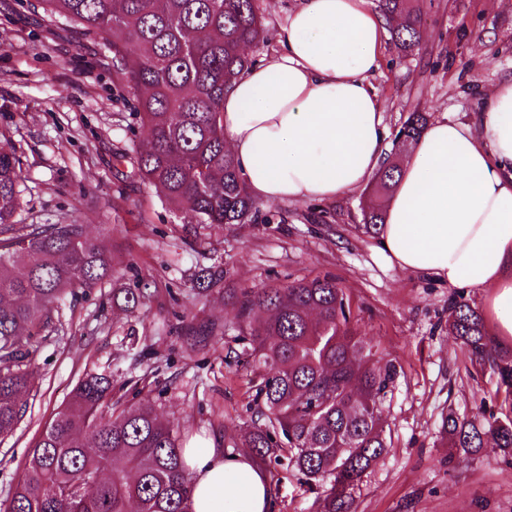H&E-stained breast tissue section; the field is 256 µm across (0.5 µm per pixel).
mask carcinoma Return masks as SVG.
Returning a JSON list of instances; mask_svg holds the SVG:
<instances>
[{
    "instance_id": "obj_1",
    "label": "carcinoma",
    "mask_w": 512,
    "mask_h": 512,
    "mask_svg": "<svg viewBox=\"0 0 512 512\" xmlns=\"http://www.w3.org/2000/svg\"><path fill=\"white\" fill-rule=\"evenodd\" d=\"M50 20L80 25L112 50L120 78L148 94L135 113L145 129L135 150L138 173L159 188L189 224H241L258 218L235 159L224 146V92L256 63L247 53L265 40L256 0H41ZM391 41L409 56L421 48L422 14L416 0H378ZM412 112L398 132L395 152L413 144L427 125ZM399 163L376 175L364 229L384 224ZM21 169L0 148V443L28 412L30 356L46 340L57 309L77 291L89 292L112 275V256L81 224H18ZM23 272L16 273L17 263ZM198 294L224 293V270L203 267ZM149 283L125 292L133 306L149 297ZM448 334L471 362L497 375L490 402L512 405V352L488 336L481 314L463 300L450 302ZM241 355L265 374L257 389L256 419L239 441L258 460H288L305 480L328 478L321 512H354L352 490L387 448L381 402L394 366L365 360V337L355 329L351 303L330 276L301 279L237 296ZM195 347L224 334V324L191 317ZM112 376L87 373L67 403L47 422L4 512H189L192 494L174 428L160 421L148 399L110 415ZM476 423L449 413L441 433L467 454L492 441L512 448V413L479 407Z\"/></svg>"
}]
</instances>
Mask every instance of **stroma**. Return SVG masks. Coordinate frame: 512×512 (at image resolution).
<instances>
[{
  "label": "stroma",
  "instance_id": "1",
  "mask_svg": "<svg viewBox=\"0 0 512 512\" xmlns=\"http://www.w3.org/2000/svg\"><path fill=\"white\" fill-rule=\"evenodd\" d=\"M421 50L384 41L371 78L390 135L416 110L473 124L484 94L512 76V0H431ZM140 90L119 80L112 53L74 24L48 21L38 0H0V148L21 163L20 224H81L112 252L113 274L67 300L32 358V406L0 444V504L23 473L46 422L78 378L110 372L112 396L150 397L180 446L228 448L250 422L264 367L236 357L233 331L194 349L183 316L235 319V295L303 277L332 276L349 297L372 361L396 375L381 404L383 455L353 490L355 512H512V452L485 444L460 458L440 434L442 414L470 419L494 390L448 333V304L484 308L487 289L458 290L398 269L362 230L367 191L333 202L261 205L258 220L203 228L183 223L136 175L142 127L128 118ZM224 269V294L202 298L193 273ZM151 296L126 306L125 289ZM274 512H318L317 489L283 465L267 468Z\"/></svg>",
  "mask_w": 512,
  "mask_h": 512
}]
</instances>
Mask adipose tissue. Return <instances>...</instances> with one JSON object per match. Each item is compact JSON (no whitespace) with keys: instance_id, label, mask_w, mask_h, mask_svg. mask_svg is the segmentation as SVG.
Wrapping results in <instances>:
<instances>
[{"instance_id":"adipose-tissue-1","label":"adipose tissue","mask_w":512,"mask_h":512,"mask_svg":"<svg viewBox=\"0 0 512 512\" xmlns=\"http://www.w3.org/2000/svg\"><path fill=\"white\" fill-rule=\"evenodd\" d=\"M385 21L372 0H300L278 50L224 94V142L252 197L333 201L383 166L388 129L369 77ZM401 270L452 288L489 289L495 336L512 339V78L476 125L428 122L404 160L375 247ZM191 512H271L270 482L249 454L185 448Z\"/></svg>"}]
</instances>
